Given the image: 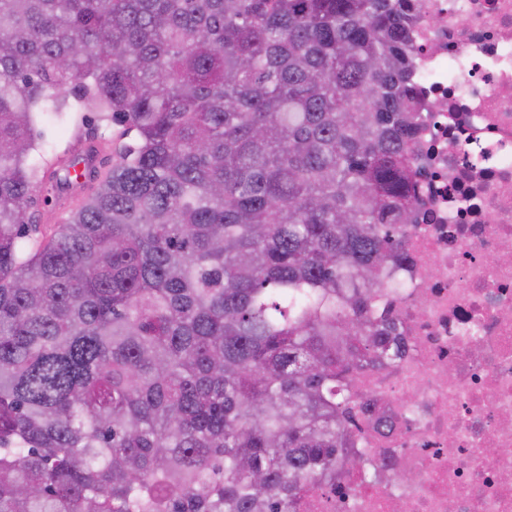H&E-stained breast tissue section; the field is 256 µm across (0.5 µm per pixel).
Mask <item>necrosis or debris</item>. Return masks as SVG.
Returning a JSON list of instances; mask_svg holds the SVG:
<instances>
[{
    "instance_id": "necrosis-or-debris-1",
    "label": "necrosis or debris",
    "mask_w": 512,
    "mask_h": 512,
    "mask_svg": "<svg viewBox=\"0 0 512 512\" xmlns=\"http://www.w3.org/2000/svg\"><path fill=\"white\" fill-rule=\"evenodd\" d=\"M423 4L410 76L421 207L375 299L403 354L355 382L365 477L313 494L309 512H512V0Z\"/></svg>"
}]
</instances>
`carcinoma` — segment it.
Masks as SVG:
<instances>
[{
  "label": "carcinoma",
  "instance_id": "cac0c4a2",
  "mask_svg": "<svg viewBox=\"0 0 512 512\" xmlns=\"http://www.w3.org/2000/svg\"><path fill=\"white\" fill-rule=\"evenodd\" d=\"M411 0H0V512H302L416 221ZM112 126L71 164L36 122ZM72 202V199L69 198L59 206L51 196H47L45 189H41L34 194V203L29 206L27 215H35L39 220L41 229H53L58 224H62L66 217L65 212L72 205Z\"/></svg>",
  "mask_w": 512,
  "mask_h": 512
}]
</instances>
